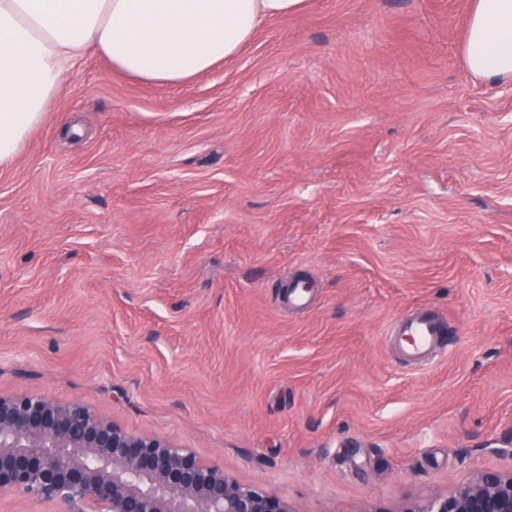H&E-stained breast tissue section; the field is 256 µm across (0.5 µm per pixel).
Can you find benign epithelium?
Returning a JSON list of instances; mask_svg holds the SVG:
<instances>
[{
	"mask_svg": "<svg viewBox=\"0 0 512 512\" xmlns=\"http://www.w3.org/2000/svg\"><path fill=\"white\" fill-rule=\"evenodd\" d=\"M0 491L57 501L64 512H293L188 448L38 395L0 396ZM398 512H512V472L478 473Z\"/></svg>",
	"mask_w": 512,
	"mask_h": 512,
	"instance_id": "7a95c632",
	"label": "benign epithelium"
}]
</instances>
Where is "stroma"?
Returning a JSON list of instances; mask_svg holds the SVG:
<instances>
[{
	"label": "stroma",
	"mask_w": 512,
	"mask_h": 512,
	"mask_svg": "<svg viewBox=\"0 0 512 512\" xmlns=\"http://www.w3.org/2000/svg\"><path fill=\"white\" fill-rule=\"evenodd\" d=\"M472 6L308 0L178 86L80 57L0 167V395L294 512L512 470V80L468 69ZM422 306L445 352L411 370L388 330Z\"/></svg>",
	"instance_id": "35a3bbf8"
}]
</instances>
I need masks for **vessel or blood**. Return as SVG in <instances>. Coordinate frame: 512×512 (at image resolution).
I'll list each match as a JSON object with an SVG mask.
<instances>
[{
	"label": "vessel or blood",
	"instance_id": "1",
	"mask_svg": "<svg viewBox=\"0 0 512 512\" xmlns=\"http://www.w3.org/2000/svg\"><path fill=\"white\" fill-rule=\"evenodd\" d=\"M393 334L399 342L400 355L404 362L422 366L431 357L438 355L445 326L438 314L424 307L402 322L394 329Z\"/></svg>",
	"mask_w": 512,
	"mask_h": 512
}]
</instances>
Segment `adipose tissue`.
Instances as JSON below:
<instances>
[{
	"label": "adipose tissue",
	"mask_w": 512,
	"mask_h": 512,
	"mask_svg": "<svg viewBox=\"0 0 512 512\" xmlns=\"http://www.w3.org/2000/svg\"><path fill=\"white\" fill-rule=\"evenodd\" d=\"M306 0H0V166L37 127L76 59L91 50L113 70L181 85L238 52L266 19ZM465 61L512 79V0H474Z\"/></svg>",
	"instance_id": "ef3b65f1"
}]
</instances>
